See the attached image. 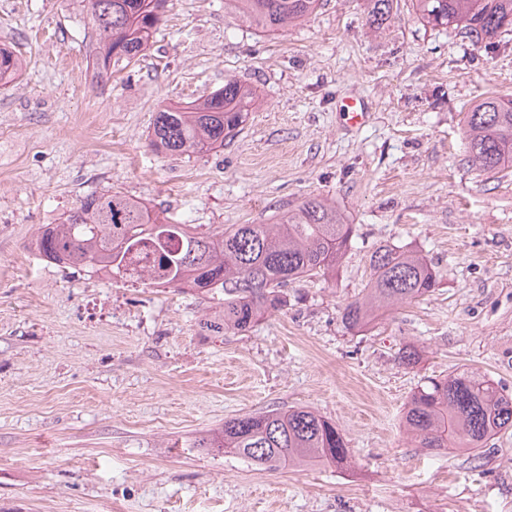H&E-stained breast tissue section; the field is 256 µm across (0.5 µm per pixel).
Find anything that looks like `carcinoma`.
Segmentation results:
<instances>
[{"label": "carcinoma", "mask_w": 512, "mask_h": 512, "mask_svg": "<svg viewBox=\"0 0 512 512\" xmlns=\"http://www.w3.org/2000/svg\"><path fill=\"white\" fill-rule=\"evenodd\" d=\"M242 19L267 30L302 21L320 0H229ZM168 0H89L99 41L92 53L97 75L135 64L163 20ZM423 24L452 30L472 43L486 42L512 27V0H414ZM25 59L0 48V86L15 81ZM252 89L229 78L224 87L189 106H165L155 115L149 146L156 153L189 154L224 145L246 121ZM468 158L485 174L512 166V98L487 97L465 115ZM353 225L336 207L310 197L276 224H233L199 232L175 224L117 192L81 199L61 224H45L35 250L57 264L87 268L146 286L195 288L223 308L224 332H243L287 305L285 287L305 277L336 275L351 246ZM152 269L127 275L125 255L147 242ZM365 295L343 309L349 327L377 311L430 293L436 275L414 251L381 246L370 256ZM407 431L429 449L477 451L487 439L512 427V397L474 372L431 380L411 396ZM196 448H219L268 470L324 462L338 468L351 459L339 429L318 414L296 408L224 421L221 434L203 437Z\"/></svg>", "instance_id": "cac0c4a2"}]
</instances>
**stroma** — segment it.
<instances>
[{"label":"stroma","instance_id":"obj_1","mask_svg":"<svg viewBox=\"0 0 512 512\" xmlns=\"http://www.w3.org/2000/svg\"><path fill=\"white\" fill-rule=\"evenodd\" d=\"M322 0L265 32L224 0H170L135 67L97 79L87 0H0V512H512V428L475 452L407 436L411 395L463 370L512 395V167L468 161L463 118L512 96V30L474 45L411 0ZM235 78L257 103L224 146L149 147L155 115ZM363 98L367 122L340 107ZM205 227L273 224L310 197L354 227L335 280L288 286L280 313L225 332L214 300L41 259L31 242L89 194ZM382 245L421 251L425 299L358 329L342 309ZM413 346L418 359L399 363ZM308 408L349 470H262L194 442L225 420ZM26 67V61L8 48H0V86L15 81Z\"/></svg>","mask_w":512,"mask_h":512}]
</instances>
